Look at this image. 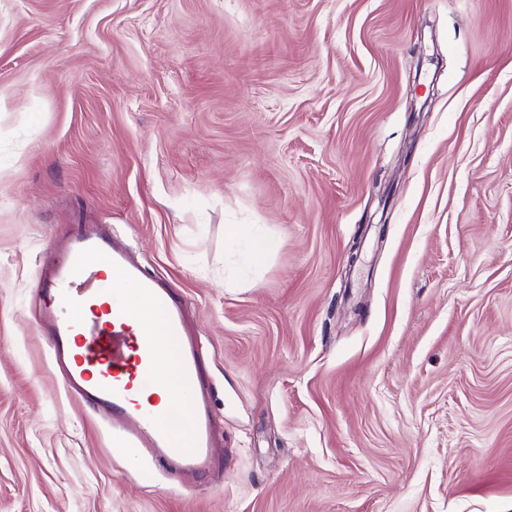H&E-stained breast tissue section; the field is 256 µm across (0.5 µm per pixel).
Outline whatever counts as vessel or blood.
Returning <instances> with one entry per match:
<instances>
[{"instance_id": "obj_1", "label": "vessel or blood", "mask_w": 512, "mask_h": 512, "mask_svg": "<svg viewBox=\"0 0 512 512\" xmlns=\"http://www.w3.org/2000/svg\"><path fill=\"white\" fill-rule=\"evenodd\" d=\"M146 297L162 320L161 334L129 314L132 295ZM39 328L62 369L64 387L123 431L136 448L170 472L208 475L216 465V431L185 304L148 275L111 231L75 230L61 260L42 282ZM173 350L179 399L159 409L138 397L153 394L159 348Z\"/></svg>"}]
</instances>
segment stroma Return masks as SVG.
I'll return each instance as SVG.
<instances>
[{"label": "stroma", "instance_id": "1", "mask_svg": "<svg viewBox=\"0 0 512 512\" xmlns=\"http://www.w3.org/2000/svg\"><path fill=\"white\" fill-rule=\"evenodd\" d=\"M78 223L186 304L194 489L51 361ZM0 512H512V0H0Z\"/></svg>", "mask_w": 512, "mask_h": 512}]
</instances>
